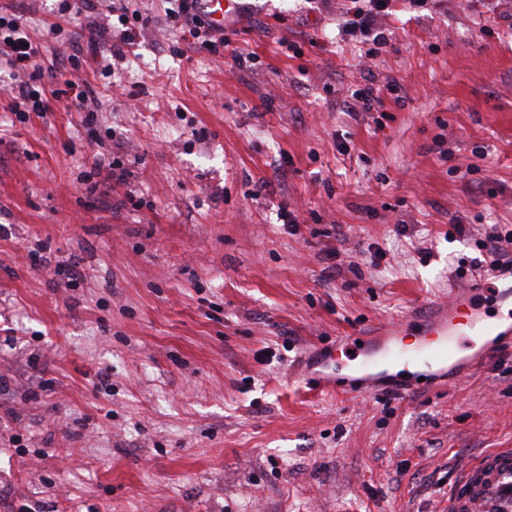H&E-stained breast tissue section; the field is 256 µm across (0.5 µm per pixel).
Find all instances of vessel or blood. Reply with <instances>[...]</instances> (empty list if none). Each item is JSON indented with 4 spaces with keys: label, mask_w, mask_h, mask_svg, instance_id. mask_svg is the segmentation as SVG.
I'll return each instance as SVG.
<instances>
[{
    "label": "vessel or blood",
    "mask_w": 512,
    "mask_h": 512,
    "mask_svg": "<svg viewBox=\"0 0 512 512\" xmlns=\"http://www.w3.org/2000/svg\"><path fill=\"white\" fill-rule=\"evenodd\" d=\"M243 7L242 0H198L203 20L223 29L225 20ZM486 273H472L468 284L449 289L444 299L423 305L411 316L381 325L373 335L342 336L319 350L317 365L302 369L308 381L322 391H343L352 397L370 395L383 386L396 393L419 389L421 380L449 381L451 374L469 367H483L504 347L512 345V322L489 316L472 323L473 298ZM417 330L416 347L405 345L409 330ZM472 336L468 353H461L452 338ZM353 348L362 358L350 372L337 369L340 351ZM448 512H512V448H498L467 461L448 494Z\"/></svg>",
    "instance_id": "obj_1"
}]
</instances>
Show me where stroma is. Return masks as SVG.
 <instances>
[{
    "mask_svg": "<svg viewBox=\"0 0 512 512\" xmlns=\"http://www.w3.org/2000/svg\"><path fill=\"white\" fill-rule=\"evenodd\" d=\"M65 4L0 0L102 102L22 122L0 90V512H442L461 461L512 448V351L406 398L293 370L512 232V30L391 0L369 64L351 0H247L214 55L129 0L153 23L106 77L64 66ZM366 86L381 123L342 110ZM116 141L129 177L78 192Z\"/></svg>",
    "mask_w": 512,
    "mask_h": 512,
    "instance_id": "obj_1",
    "label": "stroma"
}]
</instances>
